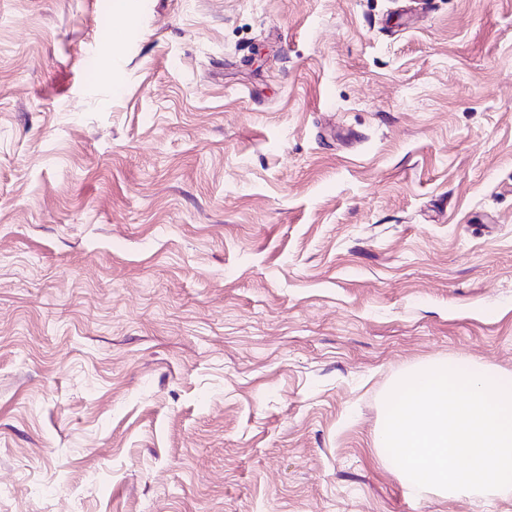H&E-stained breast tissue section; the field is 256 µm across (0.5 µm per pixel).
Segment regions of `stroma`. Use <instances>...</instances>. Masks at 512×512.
I'll use <instances>...</instances> for the list:
<instances>
[{"mask_svg":"<svg viewBox=\"0 0 512 512\" xmlns=\"http://www.w3.org/2000/svg\"><path fill=\"white\" fill-rule=\"evenodd\" d=\"M0 0V512H512L374 446L512 372V0Z\"/></svg>","mask_w":512,"mask_h":512,"instance_id":"stroma-1","label":"stroma"}]
</instances>
